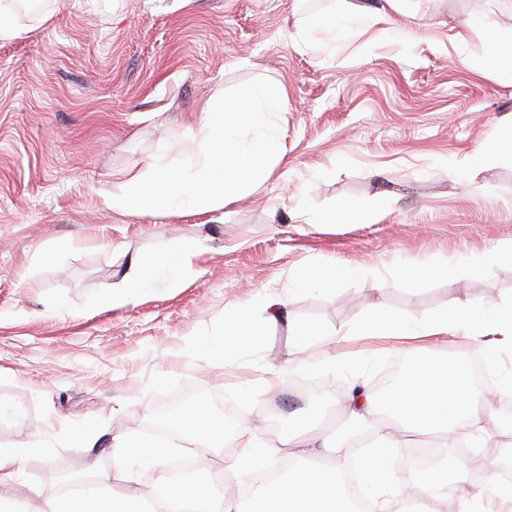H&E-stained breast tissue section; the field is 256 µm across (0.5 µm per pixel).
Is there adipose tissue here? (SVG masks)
<instances>
[{"instance_id": "obj_1", "label": "adipose tissue", "mask_w": 512, "mask_h": 512, "mask_svg": "<svg viewBox=\"0 0 512 512\" xmlns=\"http://www.w3.org/2000/svg\"><path fill=\"white\" fill-rule=\"evenodd\" d=\"M199 250L197 239H182L161 256L131 263L127 276L107 294L106 303L112 306L127 303L156 282L176 285L183 262ZM264 324L265 318L258 311L248 308L234 311L224 320V338L217 356L257 343ZM358 333L410 341L454 333L490 335L494 341L487 350L486 360L493 366L501 353H512V306L488 309L456 300L421 325L373 308ZM349 413L357 425L374 426L372 451L355 460L348 441L317 437L318 447L332 449L328 465L289 470L286 478L260 489L253 512H351L338 473L352 461L357 463L360 473L381 484L370 496L371 512H407L401 485L386 480L385 449L400 447L403 437L414 433L438 435L445 448L469 445L485 423L466 369L449 367L433 356L411 365L400 383L383 396L361 392L352 397ZM184 428L219 454L230 471H263L270 468L275 458L285 454L277 444L256 442L245 423L234 436L233 450H225L223 420L201 408L193 411ZM488 468V462L480 457L475 458L469 471L452 470L447 464H439L425 473L417 493L428 508L453 486L460 494V512H474L478 506L483 512H503L504 506L512 505V484L488 475ZM41 512H243V508L235 497H219L209 486L195 485L172 487L164 495L153 491L145 498H130L113 490L95 491L72 499L50 498L45 500Z\"/></svg>"}]
</instances>
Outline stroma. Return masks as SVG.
Wrapping results in <instances>:
<instances>
[{
    "instance_id": "stroma-1",
    "label": "stroma",
    "mask_w": 512,
    "mask_h": 512,
    "mask_svg": "<svg viewBox=\"0 0 512 512\" xmlns=\"http://www.w3.org/2000/svg\"><path fill=\"white\" fill-rule=\"evenodd\" d=\"M358 2L365 18L338 35L341 0H43L0 41V400L25 410L0 446H34L0 506L23 494L39 512L59 470L144 495L159 470L71 433L147 438L159 401L185 388L295 451L329 427L309 416L302 384L317 381L329 428L347 434L351 397L412 361L389 336L342 339L369 308L421 325L456 299L512 304L511 260L471 267L512 246V155L497 150L512 140V81L485 62L490 35L512 46V0H407L377 24L384 0ZM258 78L285 90L266 182L202 216L105 205L184 150L203 102ZM367 200L378 223L322 221ZM185 238L200 252L178 287L99 306L132 258ZM331 265L348 275L300 287ZM272 299L286 321L212 360L225 313ZM292 324L337 335L335 365L310 366ZM270 409L307 423L272 435Z\"/></svg>"
}]
</instances>
